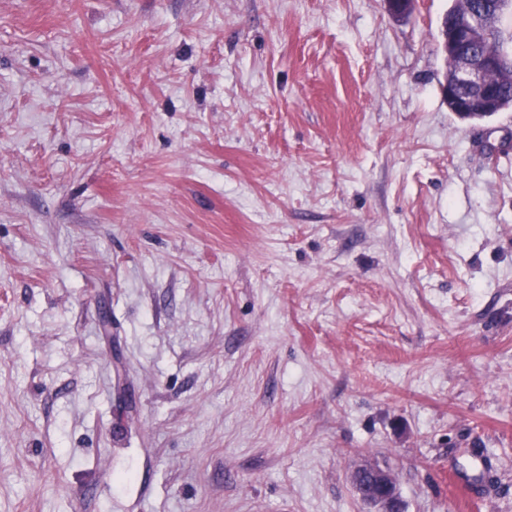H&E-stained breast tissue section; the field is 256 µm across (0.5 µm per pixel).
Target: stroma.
I'll use <instances>...</instances> for the list:
<instances>
[{"mask_svg":"<svg viewBox=\"0 0 512 512\" xmlns=\"http://www.w3.org/2000/svg\"><path fill=\"white\" fill-rule=\"evenodd\" d=\"M453 0H0V512H512V110ZM458 3L452 5L444 14L448 22H441L438 28L439 44L447 59L451 56L455 66L448 69L440 83L442 97L448 101V108L464 120L472 122L495 114L497 100L489 82L491 73L512 78V53L499 46L488 35L493 24L491 14L480 15L475 10L465 8L458 14ZM456 15L453 30L448 35L453 18ZM482 46V53L475 54L473 49ZM462 89L471 92L470 97H461ZM450 109V111H451ZM351 483L359 498L373 512H405L397 481L388 469L377 463H366L351 474Z\"/></svg>","mask_w":512,"mask_h":512,"instance_id":"stroma-1","label":"stroma"}]
</instances>
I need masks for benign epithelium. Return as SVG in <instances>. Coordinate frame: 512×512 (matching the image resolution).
<instances>
[{
	"label": "benign epithelium",
	"mask_w": 512,
	"mask_h": 512,
	"mask_svg": "<svg viewBox=\"0 0 512 512\" xmlns=\"http://www.w3.org/2000/svg\"><path fill=\"white\" fill-rule=\"evenodd\" d=\"M386 11L395 18L412 14L416 0H383ZM493 16L467 8L456 14L453 30L441 23L439 44L444 56L452 57L455 66L440 82L442 97L455 114L472 122L495 114L497 100L489 75L497 73L512 78V53L489 36ZM351 483L359 498L373 512H405L397 481L388 469L366 463L351 474Z\"/></svg>",
	"instance_id": "1"
}]
</instances>
